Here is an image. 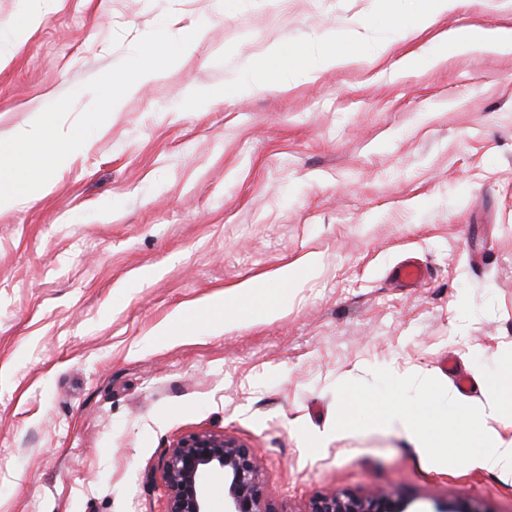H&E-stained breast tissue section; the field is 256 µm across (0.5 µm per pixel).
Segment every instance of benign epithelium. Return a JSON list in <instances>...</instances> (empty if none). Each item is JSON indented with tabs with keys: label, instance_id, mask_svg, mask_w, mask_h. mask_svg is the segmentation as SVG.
Here are the masks:
<instances>
[{
	"label": "benign epithelium",
	"instance_id": "benign-epithelium-1",
	"mask_svg": "<svg viewBox=\"0 0 512 512\" xmlns=\"http://www.w3.org/2000/svg\"><path fill=\"white\" fill-rule=\"evenodd\" d=\"M224 472V512H272L251 450L229 438L191 435L171 449L163 465L168 512H211L208 479ZM411 503L385 493L338 494L317 499L310 512H411Z\"/></svg>",
	"mask_w": 512,
	"mask_h": 512
}]
</instances>
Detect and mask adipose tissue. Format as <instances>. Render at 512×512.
<instances>
[{
    "label": "adipose tissue",
    "mask_w": 512,
    "mask_h": 512,
    "mask_svg": "<svg viewBox=\"0 0 512 512\" xmlns=\"http://www.w3.org/2000/svg\"><path fill=\"white\" fill-rule=\"evenodd\" d=\"M449 43L465 49L512 52V29L460 26L448 33ZM86 144L82 130L69 127L48 133L37 121L0 146V156L9 155L6 172L0 173V211L16 208L50 189V171L64 168L74 151ZM446 406L439 415L419 416L401 407L386 410L380 420L386 428L405 433L420 448H444L459 440L466 457L492 472H512V414L500 412L496 401L465 404L451 391H443Z\"/></svg>",
    "instance_id": "obj_1"
}]
</instances>
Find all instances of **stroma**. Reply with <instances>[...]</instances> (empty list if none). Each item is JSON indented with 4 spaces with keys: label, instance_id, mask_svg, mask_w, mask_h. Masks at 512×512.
Here are the masks:
<instances>
[{
    "label": "stroma",
    "instance_id": "obj_1",
    "mask_svg": "<svg viewBox=\"0 0 512 512\" xmlns=\"http://www.w3.org/2000/svg\"><path fill=\"white\" fill-rule=\"evenodd\" d=\"M43 23L13 30L32 13ZM413 0H0V141L42 120L90 146L49 194L0 212V512H168L162 464L184 437L235 439L273 512L382 491L415 512H512V474L421 451L380 424L394 401L442 412L452 357L512 413V54L441 42L463 24L512 29V5L471 0L413 33ZM144 94L91 114L138 55ZM387 41L389 56L374 58ZM289 66L353 60L276 91ZM415 68L382 72L404 55ZM261 73L267 91L228 96ZM189 91L223 94L196 106ZM323 258L294 288L272 271ZM414 258L430 275L402 287ZM262 280L275 320L190 337L157 328ZM430 387L397 392L405 373ZM162 75V69L158 59L154 55H145L141 57L136 77L126 84L124 94L133 96L140 93L143 88L156 82Z\"/></svg>",
    "mask_w": 512,
    "mask_h": 512
}]
</instances>
